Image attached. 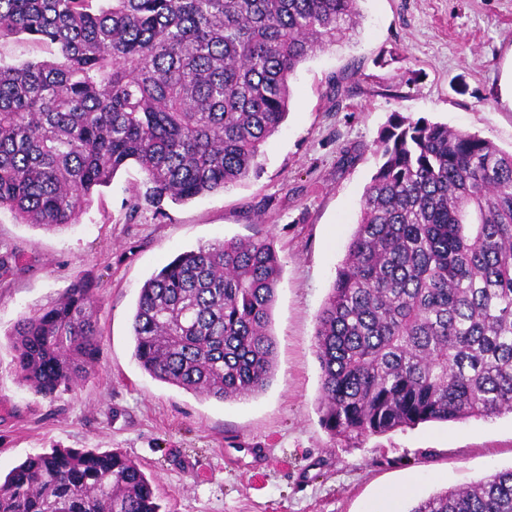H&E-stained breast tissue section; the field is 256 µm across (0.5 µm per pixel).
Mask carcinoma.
Masks as SVG:
<instances>
[{"mask_svg": "<svg viewBox=\"0 0 512 512\" xmlns=\"http://www.w3.org/2000/svg\"><path fill=\"white\" fill-rule=\"evenodd\" d=\"M360 0H0V40L51 57L0 60V209L61 230L136 163L161 200L247 180L285 121L300 63L361 17ZM357 227L316 316L318 411L335 438L512 414V152L392 114ZM282 275L266 237L184 252L143 284L134 357L154 379L220 402L275 375ZM18 382L53 399L93 376L87 280L22 315ZM0 512H161L116 452L54 448L0 477ZM408 512H512V468ZM50 57L46 48L34 45L25 36L0 42V58L7 63L19 64L28 60H42Z\"/></svg>", "mask_w": 512, "mask_h": 512, "instance_id": "cac0c4a2", "label": "carcinoma"}]
</instances>
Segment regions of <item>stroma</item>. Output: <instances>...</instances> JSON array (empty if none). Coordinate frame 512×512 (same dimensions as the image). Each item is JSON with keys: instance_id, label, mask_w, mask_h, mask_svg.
I'll return each mask as SVG.
<instances>
[{"instance_id": "1", "label": "stroma", "mask_w": 512, "mask_h": 512, "mask_svg": "<svg viewBox=\"0 0 512 512\" xmlns=\"http://www.w3.org/2000/svg\"><path fill=\"white\" fill-rule=\"evenodd\" d=\"M359 25L302 63L287 120L234 187L153 201L137 164L100 188L72 227L48 231L0 209V472L53 448L141 462L165 512H408L429 495L512 467V415L426 423L344 442L320 423L315 319L355 231L393 113L512 149L499 99L512 0H360ZM269 237L283 265L272 384L219 402L157 381L136 362L131 321L144 282L178 254ZM77 279L97 299V374L55 399L22 387L8 332Z\"/></svg>"}]
</instances>
